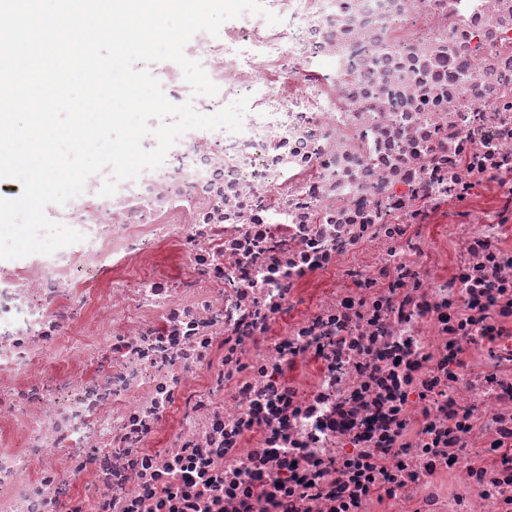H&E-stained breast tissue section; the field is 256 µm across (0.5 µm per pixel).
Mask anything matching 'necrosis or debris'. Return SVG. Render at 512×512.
<instances>
[{"label":"necrosis or debris","instance_id":"necrosis-or-debris-1","mask_svg":"<svg viewBox=\"0 0 512 512\" xmlns=\"http://www.w3.org/2000/svg\"><path fill=\"white\" fill-rule=\"evenodd\" d=\"M262 3L0 260V512H512V0Z\"/></svg>","mask_w":512,"mask_h":512}]
</instances>
